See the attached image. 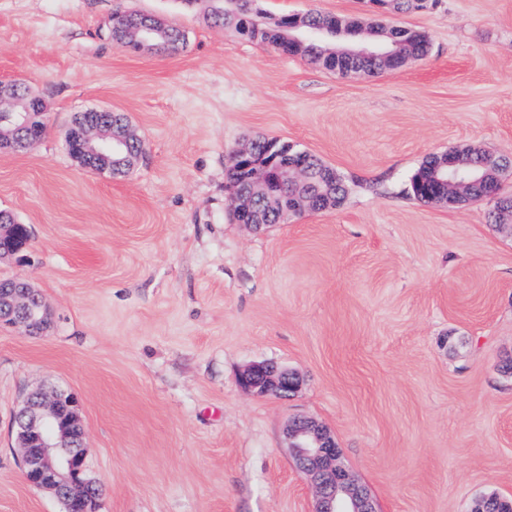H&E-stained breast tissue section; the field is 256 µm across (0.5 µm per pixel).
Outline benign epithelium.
Returning <instances> with one entry per match:
<instances>
[{
	"mask_svg": "<svg viewBox=\"0 0 512 512\" xmlns=\"http://www.w3.org/2000/svg\"><path fill=\"white\" fill-rule=\"evenodd\" d=\"M332 36H358L357 44L347 48H334L338 54L374 58L391 67L402 64V42L392 26L362 28L344 25L328 28ZM160 24L143 26L136 38L125 44L134 50L155 49ZM303 17L290 15L285 39L290 45L309 41ZM11 118L0 122V150L17 152L33 148L38 140L30 137L33 112L25 106L10 110ZM69 136L82 142V151L91 156L102 169L114 175L129 173L134 165L129 163L130 138L120 123L110 127L94 128L75 114L69 127ZM311 158L299 151L288 163L283 175L288 180L303 179ZM471 165V156L464 148L455 150L453 162H436L434 177L441 183L443 192L437 202L457 206L467 199V186L484 183V176L471 175L470 182L460 178V172ZM267 191L264 180H257L255 189L236 196L235 212L243 224H250L253 197ZM14 225L0 226V256L14 255L27 248L30 230L24 234L13 233ZM0 322L23 324L35 329V322L19 318L18 303L10 296H0ZM241 384L259 395L286 397L297 387L294 374L272 364L256 363L248 366L240 377ZM16 441L22 448L21 466L25 480L32 487L48 491L70 504H82L76 512H98L101 490L91 491L94 481L87 476L84 431L78 414V401L74 394L55 390L47 394L41 390L30 392L14 417ZM288 453L300 470L312 479L316 494L312 512H377L370 491L358 483L342 461L339 448L330 432L308 419H297L288 424L285 432ZM501 497L492 494L477 499L471 512H498Z\"/></svg>",
	"mask_w": 512,
	"mask_h": 512,
	"instance_id": "obj_1",
	"label": "benign epithelium"
}]
</instances>
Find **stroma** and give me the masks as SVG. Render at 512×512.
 Here are the masks:
<instances>
[{"instance_id":"1","label":"stroma","mask_w":512,"mask_h":512,"mask_svg":"<svg viewBox=\"0 0 512 512\" xmlns=\"http://www.w3.org/2000/svg\"><path fill=\"white\" fill-rule=\"evenodd\" d=\"M267 16L379 18L427 55L342 77L247 41L180 0H0V81L46 105L43 140L0 153V211L31 230L0 280L35 288L50 327L0 324V512H63L29 486L13 429L37 389L80 402L101 512H311L284 430L333 435L378 512H470L512 498V232L479 201L417 200L430 155L472 144L512 160V0H260ZM187 36L164 56L117 47L113 13ZM124 113L145 144L127 176L70 156L74 113ZM278 138L344 176L337 208L237 223L232 150ZM295 373L286 397L239 383ZM410 28L401 29L398 31L402 41H404V50L405 52L411 56V59H415L416 61L422 59L427 51H428V42L422 33L417 31L415 36L409 32ZM433 159L427 157L411 178V190L415 198L424 203H433L437 188L431 182ZM241 384L258 395L286 397L297 387L293 373L268 363H256L248 366L240 377Z\"/></svg>"}]
</instances>
